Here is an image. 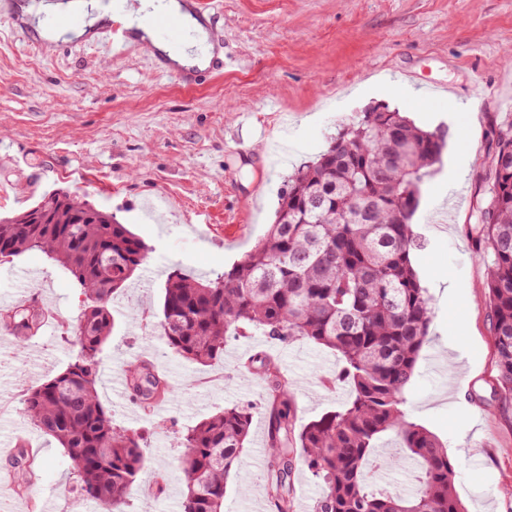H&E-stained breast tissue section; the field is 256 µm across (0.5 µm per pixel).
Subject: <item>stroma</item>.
<instances>
[{"instance_id": "obj_1", "label": "stroma", "mask_w": 512, "mask_h": 512, "mask_svg": "<svg viewBox=\"0 0 512 512\" xmlns=\"http://www.w3.org/2000/svg\"><path fill=\"white\" fill-rule=\"evenodd\" d=\"M215 12L224 69L192 88L156 66L147 45L121 59L86 38L35 42L34 28L0 17V215L33 207L63 189L110 212L149 245L138 278L112 302L114 328L102 372L150 360L172 392L143 411L129 392L98 384L116 426L143 439L145 469L124 512H181L185 490L177 441L188 427L238 405L252 413L240 469L231 471L224 512H273L267 494L266 384L246 368L256 352L287 376L294 423L342 408L336 354L303 341L228 338L221 359L199 365L167 347L156 324L170 268L212 278L262 238L285 181L326 147L339 125L367 108L402 109L441 130L445 147L420 187L411 219L412 264L427 290L432 323L404 397L411 420L434 433L458 468L466 512H512V401L497 378L487 298L490 254L470 230L477 176L491 131L512 121V0H201ZM448 88L456 121L434 123L427 85ZM213 225L208 239L189 224ZM47 300L53 313L26 343L0 334V469L18 439L37 448V482L0 491V512L26 498L36 512H100L77 491L70 459L23 405L27 390L69 361L66 335L84 296L45 255L0 264V311Z\"/></svg>"}]
</instances>
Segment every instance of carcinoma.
Masks as SVG:
<instances>
[{
  "instance_id": "1",
  "label": "carcinoma",
  "mask_w": 512,
  "mask_h": 512,
  "mask_svg": "<svg viewBox=\"0 0 512 512\" xmlns=\"http://www.w3.org/2000/svg\"><path fill=\"white\" fill-rule=\"evenodd\" d=\"M494 135L488 198L477 206L474 242L493 256L483 288L498 392L511 401L512 121ZM444 145L443 136L399 111L365 112L288 176L274 223L240 260L214 279L192 278L176 267L167 275L157 328L179 356L209 364L224 355L228 337L260 333L326 347L342 363L338 379L350 387L345 406L297 432L288 380L267 355L251 360L268 384L266 452L275 512H292L297 462L321 483L314 512H465L456 465L404 409L432 321L410 258V221ZM28 252L59 265L86 305L70 328L67 367L28 390L25 413L66 449L82 494L103 512H124L144 469V450L140 436L115 426L100 402L99 354L112 333V300L143 268L150 247L112 214L62 190L0 218V262ZM0 319L20 341L42 325L37 304L18 305ZM124 375L143 406L170 394L144 361L126 363ZM251 421L250 411L228 406L181 434L182 512H223L226 480L241 465ZM387 434L416 464L408 492L376 480L389 466L377 453Z\"/></svg>"
}]
</instances>
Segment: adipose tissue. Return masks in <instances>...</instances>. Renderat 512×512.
<instances>
[{
    "label": "adipose tissue",
    "instance_id": "1",
    "mask_svg": "<svg viewBox=\"0 0 512 512\" xmlns=\"http://www.w3.org/2000/svg\"><path fill=\"white\" fill-rule=\"evenodd\" d=\"M160 11L182 17L188 31V37L182 44L171 46L156 40L151 20ZM72 12L84 20L82 28L77 31L81 37L94 36L98 28L113 19L111 8L100 5L99 0H27L21 7L24 20L35 22L39 35L49 41L56 40L60 31L47 26L46 18ZM123 23L134 40L152 47L155 55L165 58L168 67L202 69L213 56L206 26L194 15L190 0H140L135 9L125 14Z\"/></svg>",
    "mask_w": 512,
    "mask_h": 512
}]
</instances>
